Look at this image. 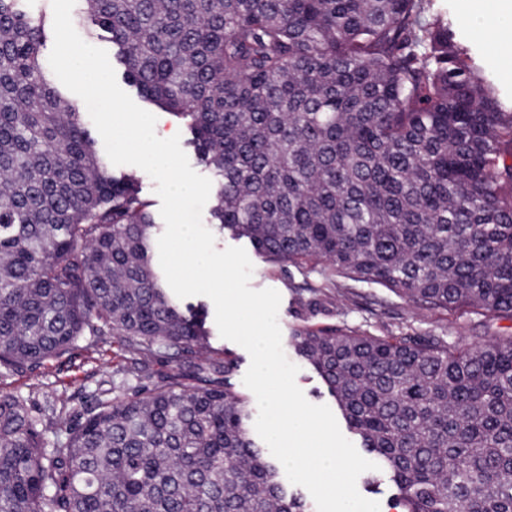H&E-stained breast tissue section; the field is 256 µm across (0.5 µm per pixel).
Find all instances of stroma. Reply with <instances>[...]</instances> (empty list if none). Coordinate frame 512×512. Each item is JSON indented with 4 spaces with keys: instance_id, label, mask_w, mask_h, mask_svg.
Segmentation results:
<instances>
[{
    "instance_id": "35a3bbf8",
    "label": "stroma",
    "mask_w": 512,
    "mask_h": 512,
    "mask_svg": "<svg viewBox=\"0 0 512 512\" xmlns=\"http://www.w3.org/2000/svg\"><path fill=\"white\" fill-rule=\"evenodd\" d=\"M439 2L452 22L455 40L485 67L502 101L512 100V54L507 56L500 51L507 22L489 10L481 29L475 30L463 21L466 0ZM250 260L253 264L251 288H272L281 295L278 322L286 337L298 327L335 325L360 328L377 336H444L451 344L466 346L493 332L512 334L510 320L489 322L465 310L452 315L444 311L431 313L379 286L352 282L341 288L293 266L269 267L255 254ZM188 302L203 306L212 347L234 355L236 366L230 381L235 389H243L242 379L250 365L249 354L241 346L220 337L215 308L209 298L192 296ZM120 364L129 368L124 383L126 392L131 395L173 368L164 358L141 361L139 354L110 340L95 344L82 342L70 354L50 360L36 371L1 375L0 391L20 395L39 408L53 401L82 413L111 389L114 371Z\"/></svg>"
}]
</instances>
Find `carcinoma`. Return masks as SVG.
I'll list each match as a JSON object with an SVG mask.
<instances>
[{
	"label": "carcinoma",
	"instance_id": "carcinoma-1",
	"mask_svg": "<svg viewBox=\"0 0 512 512\" xmlns=\"http://www.w3.org/2000/svg\"><path fill=\"white\" fill-rule=\"evenodd\" d=\"M125 79L190 131L210 223L273 267L512 320V108L433 0H78ZM53 22L0 0V374L110 336L193 369L83 420L0 393V512H307L256 437L234 360L153 265L137 173L116 176L42 62ZM297 356L403 512H512V335L301 328ZM65 439L49 449L46 432Z\"/></svg>",
	"mask_w": 512,
	"mask_h": 512
}]
</instances>
